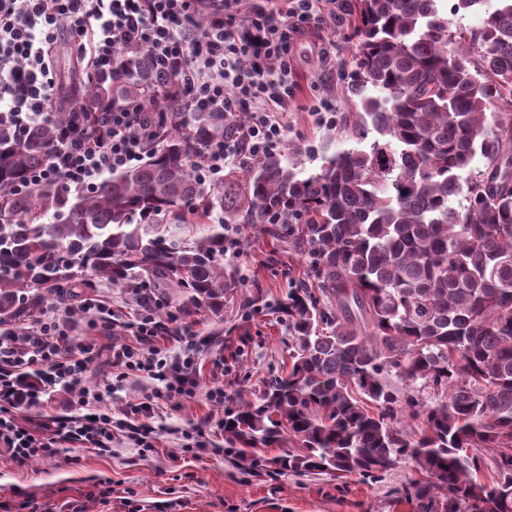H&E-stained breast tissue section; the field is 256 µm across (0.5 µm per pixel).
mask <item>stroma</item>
<instances>
[{"label":"stroma","instance_id":"35a3bbf8","mask_svg":"<svg viewBox=\"0 0 512 512\" xmlns=\"http://www.w3.org/2000/svg\"><path fill=\"white\" fill-rule=\"evenodd\" d=\"M355 42L353 27L328 19L292 45L294 99L281 116L286 138L279 152L304 172L319 170L326 158L355 145L344 126H322L312 113L316 105L331 107L340 117L355 111L337 79L338 72L354 65ZM324 49L330 52V62L318 59ZM235 236L237 253L224 261L238 268L239 287L229 292L223 311L190 321L198 336L210 340L194 364L200 390L194 397L161 404L153 421V448L144 451L121 441L107 457L87 448H64L55 457L22 467L2 455L0 502L31 499L42 512H59L67 502L83 512H425L422 501L404 497L421 479L405 462L377 480L363 482L289 471L257 476L225 455V408L239 398L255 399L266 380L288 367L291 338L279 305L306 269L304 260L289 256L285 243L257 236L247 225H237ZM86 295L110 300L117 316L111 328L84 331L86 340L101 351L86 374L92 385L111 376L112 345L132 343L122 321L134 311L136 297L130 289L106 281ZM216 382L224 385L220 405L204 394ZM203 421L208 424V447L201 452L194 447L195 428ZM106 486L112 497L103 502L96 493Z\"/></svg>","mask_w":512,"mask_h":512}]
</instances>
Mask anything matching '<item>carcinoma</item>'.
Segmentation results:
<instances>
[{"label":"carcinoma","instance_id":"cac0c4a2","mask_svg":"<svg viewBox=\"0 0 512 512\" xmlns=\"http://www.w3.org/2000/svg\"><path fill=\"white\" fill-rule=\"evenodd\" d=\"M437 2L349 0L354 67L339 77L359 100L345 123L362 147L308 175L271 153L240 184L201 178L199 148L247 113L226 124L197 111L142 47L116 52L114 79L63 82L54 111L0 137V319L104 280L179 288L185 318L218 313L239 283L224 225L249 224L286 242L307 281L280 304L291 368L224 410L229 451L256 465L294 438L303 453L276 457L281 470L363 481L405 460L427 478L413 497L430 512H512V0L466 33ZM107 101L149 113L140 163L91 190L5 193ZM169 216L202 230L181 238ZM405 415L421 426L403 428ZM483 448L498 449L490 482L475 477Z\"/></svg>","mask_w":512,"mask_h":512}]
</instances>
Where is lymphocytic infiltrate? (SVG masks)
<instances>
[{"label":"lymphocytic infiltrate","mask_w":512,"mask_h":512,"mask_svg":"<svg viewBox=\"0 0 512 512\" xmlns=\"http://www.w3.org/2000/svg\"><path fill=\"white\" fill-rule=\"evenodd\" d=\"M337 0H0V135H14L34 117L51 111L58 94L53 79L58 32L69 29L81 67L92 80L113 74L115 49L145 47L155 69L175 76L197 111L225 119L249 115L237 137L201 151L203 174L218 178L225 167L279 149L285 135L281 112L293 99L294 35L335 15ZM206 28H197L199 12ZM144 113L115 103L99 114L98 131L72 124L52 160L30 171L22 191L57 182L90 189L111 171L141 160L150 137ZM110 304L86 300L43 310L21 325L0 322V452L19 464L57 454L60 445L108 454L116 441L152 445L151 421L162 398L190 397L198 348L188 325L157 319L143 305L127 328L135 345L112 350L117 381L150 380L151 390L126 401L127 418L113 419L107 407L112 385L86 386L93 349L79 336L85 326H111ZM178 343L175 357L161 354L157 341ZM70 396L81 412L49 415L38 426L23 414L48 405L56 394Z\"/></svg>","instance_id":"lymphocytic-infiltrate-1"}]
</instances>
